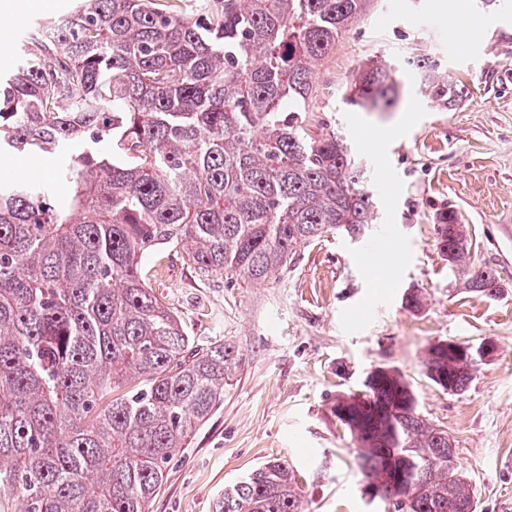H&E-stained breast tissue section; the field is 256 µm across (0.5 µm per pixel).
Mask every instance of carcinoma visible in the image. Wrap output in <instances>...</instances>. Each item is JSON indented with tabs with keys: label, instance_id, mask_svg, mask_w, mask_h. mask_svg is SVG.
<instances>
[{
	"label": "carcinoma",
	"instance_id": "cac0c4a2",
	"mask_svg": "<svg viewBox=\"0 0 512 512\" xmlns=\"http://www.w3.org/2000/svg\"><path fill=\"white\" fill-rule=\"evenodd\" d=\"M375 2L213 0L188 15L180 0H75L11 47L0 155L58 157L52 178L70 194L54 206L49 182L0 179V512H149L173 452L224 401L241 358L223 345L188 353L141 278L152 247L181 243L203 274L258 281L311 240L373 223L346 139L309 137L305 112L322 61ZM412 65L428 102L457 105L461 86L435 58ZM403 84L394 60H372L347 103L390 109ZM467 289L495 298L503 286L485 267ZM423 365L430 379L447 370L455 394L474 379L429 352ZM336 398L382 512H475L447 431L399 370ZM215 512L304 509L274 459Z\"/></svg>",
	"mask_w": 512,
	"mask_h": 512
}]
</instances>
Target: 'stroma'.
Listing matches in <instances>:
<instances>
[{
  "label": "stroma",
  "instance_id": "stroma-1",
  "mask_svg": "<svg viewBox=\"0 0 512 512\" xmlns=\"http://www.w3.org/2000/svg\"><path fill=\"white\" fill-rule=\"evenodd\" d=\"M425 55L463 86L455 109L428 103L411 82L395 111L345 106L370 60ZM306 131L345 136L374 184L378 220L363 238L316 239L261 283L201 274L169 245L141 259L145 284L194 347L243 355L222 404L173 453L151 512H214L225 486L273 458L293 468L306 512H370L355 444L330 405L377 366L402 372L419 412L448 431L476 512H512V4L380 0L320 66ZM446 209L466 227L469 266L449 268L439 252L436 217ZM385 254L395 271L373 279L365 261ZM484 266L503 283L497 299L463 288L471 268ZM410 289L421 308L405 306ZM448 339L497 347L458 395L423 368L428 347Z\"/></svg>",
  "mask_w": 512,
  "mask_h": 512
}]
</instances>
